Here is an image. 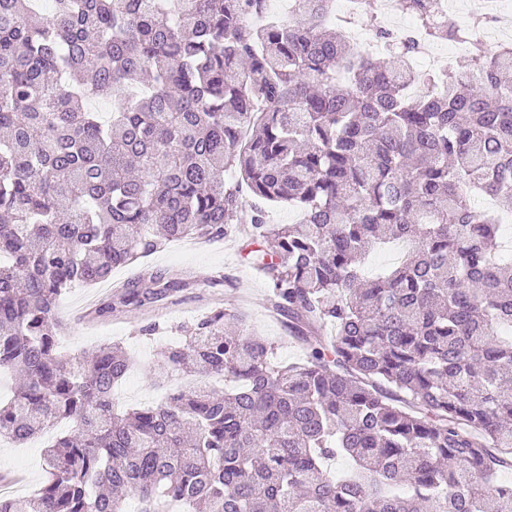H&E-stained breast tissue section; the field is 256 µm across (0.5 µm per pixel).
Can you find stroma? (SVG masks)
<instances>
[{
	"label": "stroma",
	"instance_id": "1",
	"mask_svg": "<svg viewBox=\"0 0 512 512\" xmlns=\"http://www.w3.org/2000/svg\"><path fill=\"white\" fill-rule=\"evenodd\" d=\"M154 270H170L192 279L202 275L208 285L175 293L133 312L102 317L86 327L75 324L74 311L84 299L107 293L111 282L131 280ZM268 293L266 281L253 265L251 248L240 233L219 242L201 241L192 248L174 241L136 265L113 268L110 281L91 287L78 284L67 290L57 306L58 316L66 325L60 344L68 350L89 352L108 344L121 345L137 365L115 386V401L122 408L147 407L161 402L168 385L179 381L175 375L165 385L156 381L165 351L180 340L177 325L207 313L218 298L224 308H238L248 314L251 331L274 343L277 361L301 360L305 345L291 339L285 318L270 310ZM149 320L159 324L161 330L145 337L140 328ZM63 430V425H56L23 445L0 437V476L12 479L10 497L27 498L46 481L43 453L49 441Z\"/></svg>",
	"mask_w": 512,
	"mask_h": 512
}]
</instances>
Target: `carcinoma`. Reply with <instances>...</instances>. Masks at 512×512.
<instances>
[{"label": "carcinoma", "instance_id": "carcinoma-1", "mask_svg": "<svg viewBox=\"0 0 512 512\" xmlns=\"http://www.w3.org/2000/svg\"><path fill=\"white\" fill-rule=\"evenodd\" d=\"M266 2L0 0V368L16 376L0 436L70 424L37 493L0 512H125L130 494L139 512H512V259L476 204L512 214V46L423 78L413 36L376 15L369 54L329 24L332 0L254 23ZM397 5L433 41L469 37L438 0ZM281 204L297 223H267ZM245 220L293 338L335 336L279 365L216 307L165 355L198 382L117 409L132 359L61 353L62 294ZM385 241L408 251L364 277ZM150 282L96 315L195 287Z\"/></svg>", "mask_w": 512, "mask_h": 512}]
</instances>
